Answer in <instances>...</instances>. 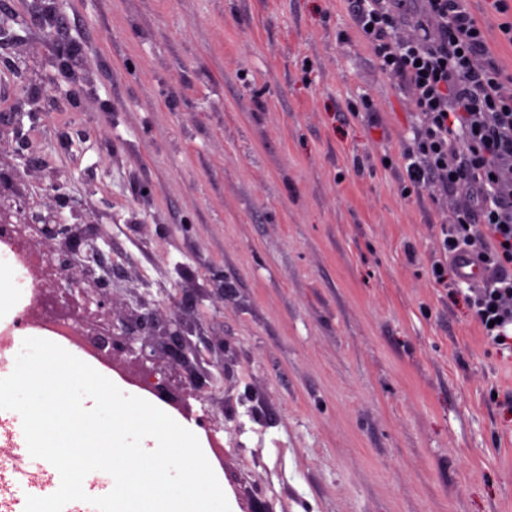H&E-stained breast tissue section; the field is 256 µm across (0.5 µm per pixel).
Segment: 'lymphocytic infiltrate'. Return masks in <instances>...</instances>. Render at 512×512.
Wrapping results in <instances>:
<instances>
[{
  "instance_id": "obj_1",
  "label": "lymphocytic infiltrate",
  "mask_w": 512,
  "mask_h": 512,
  "mask_svg": "<svg viewBox=\"0 0 512 512\" xmlns=\"http://www.w3.org/2000/svg\"><path fill=\"white\" fill-rule=\"evenodd\" d=\"M351 12L420 116L402 156L410 185L437 182L458 201L440 228L434 280L454 287L447 258H479L489 276L466 300L488 341L511 347L512 77L490 57L466 0H351Z\"/></svg>"
}]
</instances>
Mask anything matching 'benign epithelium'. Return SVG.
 I'll use <instances>...</instances> for the list:
<instances>
[{"label": "benign epithelium", "mask_w": 512, "mask_h": 512, "mask_svg": "<svg viewBox=\"0 0 512 512\" xmlns=\"http://www.w3.org/2000/svg\"><path fill=\"white\" fill-rule=\"evenodd\" d=\"M61 188L51 181L39 212L0 201V224H21L15 247L42 261L30 268L44 292L41 313L75 319L101 361L181 413H191V398L214 403L217 384L230 376L231 346L222 336L193 340L203 321L197 289H176L165 308L137 291L116 298L114 281L129 271L102 261L107 231L92 208L72 202ZM69 205L77 224L60 216Z\"/></svg>", "instance_id": "obj_1"}]
</instances>
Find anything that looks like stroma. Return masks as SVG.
Here are the masks:
<instances>
[{
    "label": "stroma",
    "mask_w": 512,
    "mask_h": 512,
    "mask_svg": "<svg viewBox=\"0 0 512 512\" xmlns=\"http://www.w3.org/2000/svg\"><path fill=\"white\" fill-rule=\"evenodd\" d=\"M351 0H0L13 92L79 85L77 108L26 121L13 147L59 178L154 299L224 272L208 336L235 349L213 414L231 512H512V353L431 275L452 205L406 190L420 123L350 13ZM512 76V0H468ZM79 57L56 65L55 22ZM149 196H142V187ZM0 479L54 493L49 464Z\"/></svg>",
    "instance_id": "obj_1"
}]
</instances>
